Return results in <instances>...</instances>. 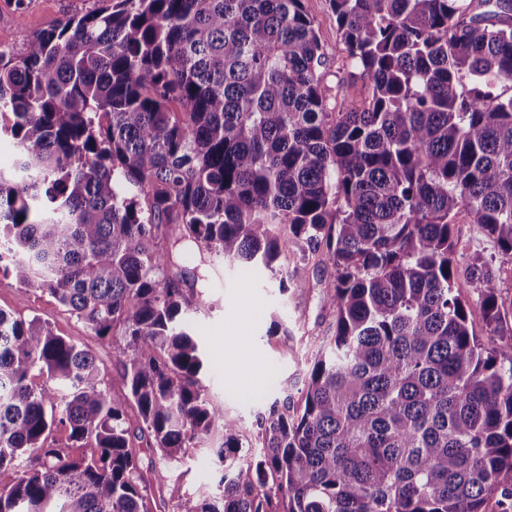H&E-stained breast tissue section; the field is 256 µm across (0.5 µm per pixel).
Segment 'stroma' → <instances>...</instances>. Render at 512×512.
Masks as SVG:
<instances>
[{
	"mask_svg": "<svg viewBox=\"0 0 512 512\" xmlns=\"http://www.w3.org/2000/svg\"><path fill=\"white\" fill-rule=\"evenodd\" d=\"M97 6V0H28L24 14L19 15L6 0H0V44L22 48L30 37L59 20ZM305 6L329 56L322 71L327 107L332 112L351 107L363 93V81L357 70L343 63L336 18L326 0H305ZM334 275L332 265H309L308 287L303 294L294 295L280 291L278 276L270 272L230 265L213 255L199 262L194 287L208 295L209 303L191 313L190 322L207 358L201 379L210 401L223 411L225 419L237 423L242 454L259 453L260 418L272 404L288 399L293 406H301L311 353L333 333L334 314L326 299ZM0 309L27 320L39 319L49 323L56 334L86 343L102 374H114L112 340L92 336L52 294L24 288L3 270ZM253 369L258 370L262 382L256 390L243 392L238 378ZM221 443V429H213L191 457L174 469L164 487L168 503L189 493L207 496L215 492L214 450Z\"/></svg>",
	"mask_w": 512,
	"mask_h": 512,
	"instance_id": "stroma-1",
	"label": "stroma"
}]
</instances>
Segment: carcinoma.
<instances>
[{
	"label": "carcinoma",
	"instance_id": "obj_1",
	"mask_svg": "<svg viewBox=\"0 0 512 512\" xmlns=\"http://www.w3.org/2000/svg\"><path fill=\"white\" fill-rule=\"evenodd\" d=\"M104 2L0 49V257L120 332L121 391L0 309V512H154L149 484L215 426L219 494L176 512H512V344L469 321L475 295L502 336L512 303L452 224L468 209L512 263V0H328L365 81L341 112L304 0ZM187 244L294 294L313 257L335 269L304 407H270L256 458L201 384L186 318L208 300L166 272Z\"/></svg>",
	"mask_w": 512,
	"mask_h": 512
}]
</instances>
